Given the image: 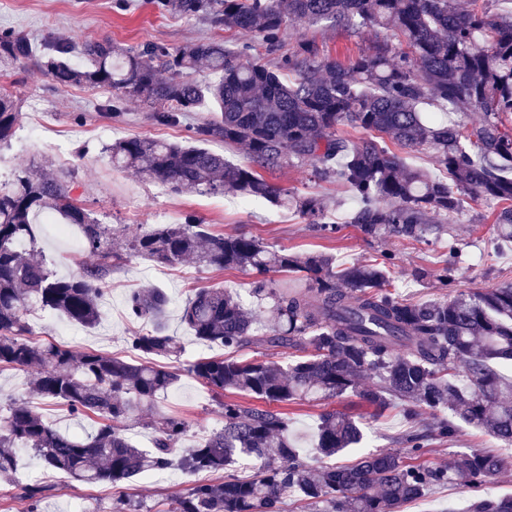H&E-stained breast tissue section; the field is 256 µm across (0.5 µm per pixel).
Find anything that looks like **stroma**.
Wrapping results in <instances>:
<instances>
[{
	"label": "stroma",
	"mask_w": 512,
	"mask_h": 512,
	"mask_svg": "<svg viewBox=\"0 0 512 512\" xmlns=\"http://www.w3.org/2000/svg\"><path fill=\"white\" fill-rule=\"evenodd\" d=\"M131 7L119 9L117 0H0V29L11 28L27 33L33 42L48 35L68 38L75 43L93 39H112L125 48H137L148 42H163L178 47L197 40L228 43L251 41L249 33L221 29L202 17L157 16L144 0H130ZM313 37L328 54L354 57L368 51L372 36L354 37L345 31L317 24H291L285 37L293 44L298 35ZM8 90L20 107L16 132L8 144L0 146V185L11 181L15 170L31 169L40 162L51 161L56 168L74 175L72 195L99 222L112 225L115 232L131 233L142 225L182 223L194 215L213 231L224 234L244 233L274 249L308 254L325 252L337 264L365 262L388 253L393 257L390 273L405 298L425 301L441 295L436 274L445 251L442 244L409 243L392 235L376 239L362 236L350 224L354 208L347 189L333 180L318 181L310 176L307 163H293L268 173L272 183L302 196L317 195L324 199L329 219L337 225L333 238H323L314 225L300 215L264 200L241 202L230 194L186 195L160 184L140 181L131 171L113 167L107 144L115 140L147 136L171 142H185L192 127L212 120L217 111L203 104L186 120L173 127L155 126L149 107L139 101L128 102L121 119L103 115L110 92L104 88L55 87L36 64H16L0 60V89ZM494 205L479 198L466 200L452 228L457 238L469 244L471 259L457 276L456 289L495 288L512 282V252L492 255L486 243L493 233ZM82 234L73 240L57 237L48 225H41L38 248L50 268L60 275L79 272L88 256L81 244ZM424 267L430 272L425 281H417L414 272ZM255 273L240 270L201 271L189 263L164 265L143 256H127L112 271L108 290L101 303V320L96 327L85 328L68 318L47 311H35L28 317L30 339L34 342H57L75 350L96 349L120 356L127 355L125 338L136 329L126 313L130 291L145 286L161 288L169 297L167 330L182 337L185 351L182 364L202 355L180 312L194 290L203 286L229 288L247 294ZM30 372H0V414H6L15 402H28L42 408L45 416L61 431L85 434L93 432L95 423L88 418L69 415L61 408L43 406L31 391ZM163 411L182 417L188 424L184 444L218 431L224 416L213 392L193 376L181 375L179 381L161 396ZM336 410L350 416H364L363 440L357 448L337 457V464L353 462L359 455L402 449V435L407 430L403 411L389 407L372 415L368 406L355 396L320 401L299 402L286 406L291 430L310 441L319 415ZM497 443L481 429L462 427L453 441L429 449L422 463L440 465L455 454L490 450ZM204 474L180 473L169 479L157 472L127 483L128 494L143 498L148 505L165 503L167 498L190 485L204 481ZM46 485L48 491L39 503V512H111L115 492L111 485H81L66 476L44 470L32 451L21 454L20 464L9 478L0 479V512H25L27 504L18 497L19 489L28 484Z\"/></svg>",
	"instance_id": "stroma-1"
}]
</instances>
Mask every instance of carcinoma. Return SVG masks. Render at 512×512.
I'll use <instances>...</instances> for the list:
<instances>
[{
    "label": "carcinoma",
    "instance_id": "carcinoma-1",
    "mask_svg": "<svg viewBox=\"0 0 512 512\" xmlns=\"http://www.w3.org/2000/svg\"><path fill=\"white\" fill-rule=\"evenodd\" d=\"M147 0L160 15L203 17L213 24L250 31L269 53L278 52L290 22L327 23L353 34L394 31L404 48L394 52L377 40L364 54L341 60L300 36L274 66L256 46L200 41L179 47L148 43L137 51L109 39L89 40L86 66L71 62L72 42L49 38L33 51L22 32L0 31V59L29 60L60 88L107 87V116L119 119L130 100L147 103L157 126L181 123L210 98L219 116L192 128L194 145L134 136L106 146L112 165L176 193L232 194L265 199L292 210L326 234L322 198L279 187L263 172L307 160L315 179L345 184L357 203L350 217L366 238L390 234L412 241H448V259L437 276L442 288L456 281L468 255L451 222L474 195L500 206L489 244L512 246V0ZM203 68L213 76L200 85L187 74ZM17 102L0 92V144L14 135ZM350 126L368 132L352 144L338 134ZM220 139L243 145L249 162L233 166L204 144ZM421 148L435 154L444 177L407 166L393 150ZM73 174L14 175L0 188V371L34 373L32 392L62 405L75 417L97 419L86 436L63 433L26 403L0 418V478L16 469L18 454L31 450L42 465L81 484L121 487L144 473L179 469L215 476L191 485L164 512H283L292 496L310 512H401L404 504L456 481L474 492L468 512H512V495L489 497L482 487L512 466V455L462 453L448 463H409L434 443L452 440L461 425L477 427L512 447V381L499 371L512 361V284L448 293L423 302L404 298L388 275L392 258L340 270L332 256H300L272 249L244 233H213L188 215L181 224L145 228L114 246V229L91 217L72 197ZM77 225L90 261L59 277L38 251L41 215ZM147 255L163 264L193 262L199 269L275 270L296 275L285 285L251 283L257 301L247 307L235 292L195 289L180 320L191 336L224 353L203 356L187 372L209 388L224 413V426L187 447L186 422L162 411L158 399L178 382L181 370L150 362L178 361L180 339L167 333L169 299L160 288L132 291L129 315L145 327L126 337L128 359L103 351H76L28 339V315L53 311L92 328L100 319L104 287L124 256ZM270 305L275 325L259 331ZM296 351L282 365L241 360L251 345ZM371 384H362L364 376ZM255 398L243 405L224 394ZM353 395L369 407L403 406L413 420L426 411L431 424L405 435V452H372L350 466L335 459L360 444L363 432L351 416L320 415L310 464L288 432L280 410L300 400ZM146 410L152 447L142 449L126 433ZM256 461L248 479L238 464ZM46 487L29 484L21 499L38 512ZM113 512H153L124 492Z\"/></svg>",
    "mask_w": 512,
    "mask_h": 512
}]
</instances>
